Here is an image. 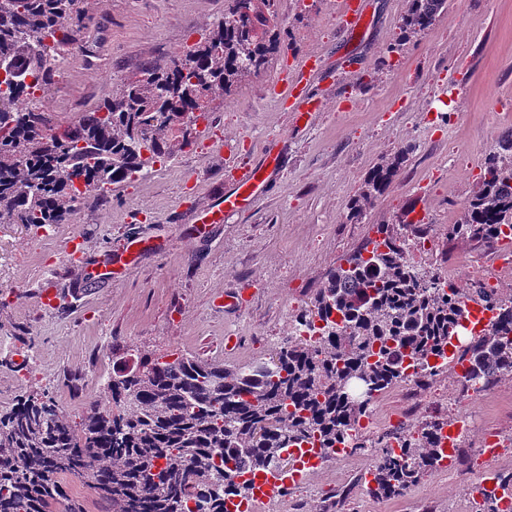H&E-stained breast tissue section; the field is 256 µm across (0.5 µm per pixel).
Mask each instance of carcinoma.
Returning <instances> with one entry per match:
<instances>
[{
  "instance_id": "obj_1",
  "label": "carcinoma",
  "mask_w": 512,
  "mask_h": 512,
  "mask_svg": "<svg viewBox=\"0 0 512 512\" xmlns=\"http://www.w3.org/2000/svg\"><path fill=\"white\" fill-rule=\"evenodd\" d=\"M0 8V60L21 78H0V226L62 223L77 199L97 188L126 182L133 173L192 146L195 117L207 113L210 95L227 96L264 70L283 50L262 32L268 19L249 0H239L224 22L182 58L147 62L140 79L112 92L91 112L64 123L51 112L23 110L27 77L53 82L45 66L50 52L76 41L89 16L84 0H12ZM447 0H408L401 35L424 34ZM405 161L400 152L374 167L352 202L349 220L359 221L383 194ZM502 225L512 227V132L497 141L483 163L478 190L463 207L448 236L488 244ZM378 237L328 274L296 318L329 323L315 346L288 341L275 349L279 365L228 369L179 354H144L120 363L89 402L75 434L70 417L50 399L40 409L30 398L0 414V512H80L62 504L56 475H87L112 502V512H182L193 496L206 512H224V499L247 495L242 469L270 473L289 444L315 440L329 448L355 424L359 407L346 396L360 377L376 392L391 388L404 363L442 355L461 324L465 297L407 259L403 235L388 224ZM475 296L498 311L452 358L467 361L488 389L512 375V294L484 288ZM436 423L405 444L403 458H387L368 493L389 499L437 471ZM512 492V472L494 489L479 492L475 512H498L497 490Z\"/></svg>"
}]
</instances>
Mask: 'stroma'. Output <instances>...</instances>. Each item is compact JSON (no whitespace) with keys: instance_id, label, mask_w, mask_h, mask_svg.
I'll list each match as a JSON object with an SVG mask.
<instances>
[{"instance_id":"stroma-1","label":"stroma","mask_w":512,"mask_h":512,"mask_svg":"<svg viewBox=\"0 0 512 512\" xmlns=\"http://www.w3.org/2000/svg\"><path fill=\"white\" fill-rule=\"evenodd\" d=\"M229 0H87L90 20L76 56L91 55L92 71L75 70L44 93L45 111L72 104L83 111L111 98L145 62L167 64L212 28ZM367 23L342 37L336 0H275L276 31L290 46L235 94L240 112L210 97L209 117L195 144L158 165L147 182L113 186L81 205L51 233L26 224L0 227V410L19 396L51 397L73 419L124 356L183 353L237 368L270 356L271 338L313 298L328 272L344 263L376 227H401L408 208L423 217L435 249L422 263L437 272L454 265L463 294L476 286L473 265H493L491 246L448 237L479 185L496 139L512 130V0H448L430 30L400 40L407 0H364ZM322 72L309 92L324 104L307 128L292 130L274 92L284 69L309 53ZM287 132L279 173L250 209L213 225L203 237L191 226L227 166L255 162L268 137ZM406 161L359 223L346 220L370 169L398 152ZM88 262L140 242L141 257L117 279L89 283L64 263L73 236ZM52 278L62 298L45 309L37 287ZM245 292L242 308L222 297ZM238 344L225 351L224 338ZM485 425L512 438V379L479 398ZM477 434L460 446L464 462L438 471L401 495L377 500L359 484L372 463L352 452L316 480L314 492L288 495L286 512H475L477 476L512 471V454L479 457Z\"/></svg>"}]
</instances>
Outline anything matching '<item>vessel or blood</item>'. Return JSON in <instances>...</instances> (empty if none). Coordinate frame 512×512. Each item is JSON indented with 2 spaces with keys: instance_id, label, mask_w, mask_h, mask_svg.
Segmentation results:
<instances>
[{
  "instance_id": "vessel-or-blood-1",
  "label": "vessel or blood",
  "mask_w": 512,
  "mask_h": 512,
  "mask_svg": "<svg viewBox=\"0 0 512 512\" xmlns=\"http://www.w3.org/2000/svg\"><path fill=\"white\" fill-rule=\"evenodd\" d=\"M336 21L342 35H353L366 23L362 0H337ZM322 70V59L318 54H309L303 65L293 71L283 72L278 89L283 111L293 113L294 124L308 126L314 112L320 111L321 101L307 97L306 84ZM280 137H271L263 145L264 159L261 163H235L229 166L225 181L227 188L208 206L197 211L194 220L196 235L207 233L210 225L223 223L228 216L241 213L264 191L270 178L278 170Z\"/></svg>"
}]
</instances>
